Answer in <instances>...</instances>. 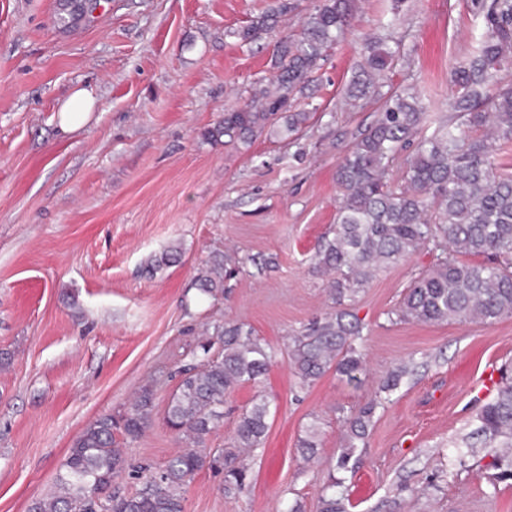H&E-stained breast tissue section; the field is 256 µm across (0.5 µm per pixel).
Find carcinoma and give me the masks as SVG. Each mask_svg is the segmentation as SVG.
Here are the masks:
<instances>
[{"mask_svg":"<svg viewBox=\"0 0 512 512\" xmlns=\"http://www.w3.org/2000/svg\"><path fill=\"white\" fill-rule=\"evenodd\" d=\"M298 4L275 2L233 35L255 43L284 12ZM486 31L475 53L454 70L450 113L426 133L427 107L407 89L384 97L376 120L355 138L336 170L341 198L333 235L322 239L316 265L334 275L336 310L292 338L289 360L302 384L311 386L329 370L359 382L364 353L358 317L344 308L381 269L397 264L422 247L439 253L434 265L416 276L403 293L390 321L492 324L512 317V175L501 173L492 157L496 144L512 140V83L502 72L512 68V0H481ZM353 0H319L300 20L299 30L281 39L275 60L277 74L255 89L251 99L225 110L208 134L248 142L269 131L292 135L307 113L290 112L284 124L276 115L290 97L308 86L327 47L350 26ZM405 53L368 40L362 48L360 74L347 86L350 105L382 86ZM399 178L392 171L400 153ZM485 257L472 262V257ZM237 256L216 260L198 277L205 296L224 294V266ZM268 347L251 329L226 322L216 340L200 345L199 362L185 370L166 413L167 426L187 444L165 465L140 468L141 486L128 496L110 494L112 481L125 467L120 444L141 438L151 423L154 391L140 389L120 415H103L73 442L54 490L34 499L28 512H185V487L202 470L224 472L222 492L238 496L248 490L249 467L244 454L261 447L268 426L269 402L261 397L239 418L235 448H210L209 437L224 417V400L234 387L257 383L270 364ZM407 368L391 371L380 392L398 388ZM376 399L345 418V437L336 449L333 470L345 472L365 444ZM476 428L462 438L467 455L485 461L492 487L512 481V366L503 368L494 393L474 418ZM306 457L319 448V431L311 424L299 440ZM465 455V456H467ZM465 456L458 465L466 464ZM342 481L330 475L320 512H348Z\"/></svg>","mask_w":512,"mask_h":512,"instance_id":"cac0c4a2","label":"carcinoma"}]
</instances>
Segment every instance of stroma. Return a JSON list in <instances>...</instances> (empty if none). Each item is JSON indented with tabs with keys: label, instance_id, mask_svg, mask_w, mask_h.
<instances>
[{
	"label": "stroma",
	"instance_id": "1",
	"mask_svg": "<svg viewBox=\"0 0 512 512\" xmlns=\"http://www.w3.org/2000/svg\"><path fill=\"white\" fill-rule=\"evenodd\" d=\"M271 2L102 0L93 17L65 24L63 0H0V352L11 356L0 368V512H27L49 494L82 430L149 385L151 425L112 483L134 493L141 466L184 449L165 424L168 402L199 340L227 321L252 328L275 357L259 384L227 395L209 445L230 446L261 396L268 435L246 493L224 497L221 475L205 470L185 490V512H278L284 499L319 512L345 417L407 362L414 373L377 409L342 475L349 512H512V485L491 486L475 466L447 474L488 380L512 362V318H388L432 250L379 271L351 303L367 353L359 384L331 371L304 386L288 361L293 336L334 309L313 257L336 222V165L379 111L344 102L361 40L388 33L399 5L404 20L390 33L406 58L391 82L445 115L483 17L474 0H356L346 37L291 100L314 108L298 135L210 139L225 108L271 78L280 38L317 0H300L258 44L240 42L236 30ZM83 87L96 97L88 121L61 131L59 107ZM231 250L242 261L223 295H202L199 271ZM314 422L321 446L307 459L298 441Z\"/></svg>",
	"mask_w": 512,
	"mask_h": 512
}]
</instances>
